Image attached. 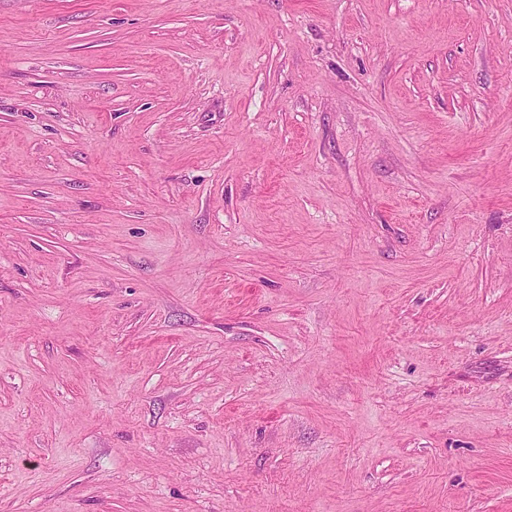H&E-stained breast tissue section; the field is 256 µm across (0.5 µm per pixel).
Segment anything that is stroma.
<instances>
[{
	"label": "stroma",
	"instance_id": "1",
	"mask_svg": "<svg viewBox=\"0 0 512 512\" xmlns=\"http://www.w3.org/2000/svg\"><path fill=\"white\" fill-rule=\"evenodd\" d=\"M0 512H512V0H0Z\"/></svg>",
	"mask_w": 512,
	"mask_h": 512
}]
</instances>
